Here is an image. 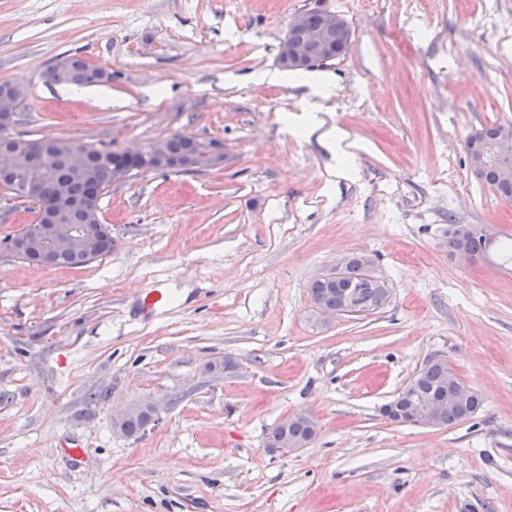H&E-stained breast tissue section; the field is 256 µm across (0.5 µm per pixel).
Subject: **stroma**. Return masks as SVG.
<instances>
[{"label":"stroma","mask_w":512,"mask_h":512,"mask_svg":"<svg viewBox=\"0 0 512 512\" xmlns=\"http://www.w3.org/2000/svg\"><path fill=\"white\" fill-rule=\"evenodd\" d=\"M311 9L354 35L324 67L321 129L298 135L285 118L303 88L261 75ZM63 53L111 70L101 96L43 82ZM0 80L28 86L25 139L182 133L224 151L220 168L113 183L102 259L46 267L0 248V512H512V262L448 247L452 224L512 242V203L465 151L482 127L512 128V0H0ZM330 128L352 144L348 170ZM354 253L390 298L322 320L308 287ZM155 286L171 301L150 312ZM436 354L480 412L385 420ZM148 397L160 423L114 435L113 408ZM303 412L314 443L267 448Z\"/></svg>","instance_id":"1"}]
</instances>
